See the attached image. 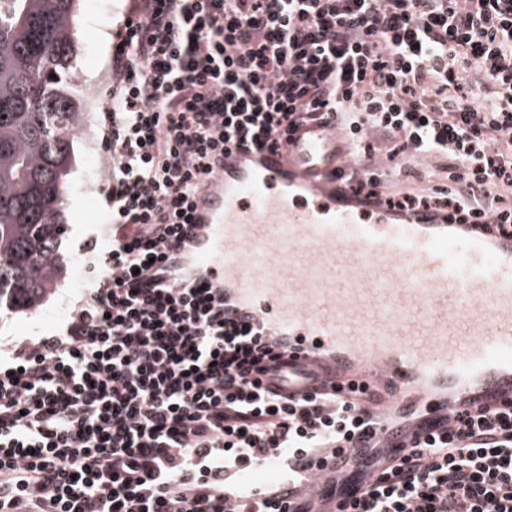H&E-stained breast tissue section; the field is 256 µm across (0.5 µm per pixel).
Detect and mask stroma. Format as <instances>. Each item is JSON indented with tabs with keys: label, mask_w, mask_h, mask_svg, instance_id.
Here are the masks:
<instances>
[{
	"label": "stroma",
	"mask_w": 512,
	"mask_h": 512,
	"mask_svg": "<svg viewBox=\"0 0 512 512\" xmlns=\"http://www.w3.org/2000/svg\"><path fill=\"white\" fill-rule=\"evenodd\" d=\"M128 7L129 0H83L81 4L76 18L77 51L73 66L86 115L72 142L75 162L63 202V274L37 310L0 318V349L20 339L43 335L66 321L81 285L88 279L80 247L90 237L106 236L107 212L100 187L107 177L109 159L100 149L99 114L112 74V33ZM90 30L95 33L91 40L86 37Z\"/></svg>",
	"instance_id": "stroma-1"
}]
</instances>
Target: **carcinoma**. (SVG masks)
I'll use <instances>...</instances> for the list:
<instances>
[{
    "label": "carcinoma",
    "mask_w": 512,
    "mask_h": 512,
    "mask_svg": "<svg viewBox=\"0 0 512 512\" xmlns=\"http://www.w3.org/2000/svg\"><path fill=\"white\" fill-rule=\"evenodd\" d=\"M79 0H0V312L38 306L61 275L62 203L83 102Z\"/></svg>",
    "instance_id": "1"
}]
</instances>
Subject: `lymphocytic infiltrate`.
<instances>
[{
	"instance_id": "f902f5d3",
	"label": "lymphocytic infiltrate",
	"mask_w": 512,
	"mask_h": 512,
	"mask_svg": "<svg viewBox=\"0 0 512 512\" xmlns=\"http://www.w3.org/2000/svg\"><path fill=\"white\" fill-rule=\"evenodd\" d=\"M105 101L109 236L81 247L66 324L0 358V512H239L225 470L355 446L328 487L343 512H512V409L389 458L357 402L262 386L275 343L202 273L147 284L212 158L311 121L354 146L364 203L512 233V0H133ZM380 152L447 183L383 194Z\"/></svg>"
}]
</instances>
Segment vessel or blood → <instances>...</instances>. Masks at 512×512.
<instances>
[{"mask_svg": "<svg viewBox=\"0 0 512 512\" xmlns=\"http://www.w3.org/2000/svg\"><path fill=\"white\" fill-rule=\"evenodd\" d=\"M354 162L343 135L315 123L275 151L233 150L193 199L187 252L168 258L195 265L230 314L287 346L283 393L355 383L378 436L403 450L422 440L421 421L512 403V237L357 205L340 191ZM255 467L268 483L242 477L233 495L276 486L337 512L329 466L297 486L280 449Z\"/></svg>", "mask_w": 512, "mask_h": 512, "instance_id": "vessel-or-blood-1", "label": "vessel or blood"}]
</instances>
